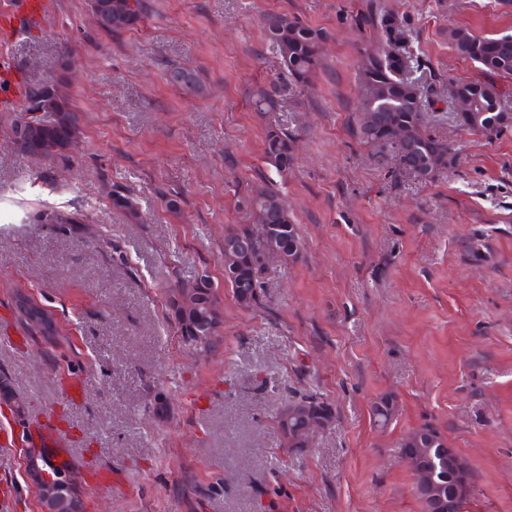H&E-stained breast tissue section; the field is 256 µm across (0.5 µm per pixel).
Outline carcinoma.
Wrapping results in <instances>:
<instances>
[{"label": "carcinoma", "mask_w": 512, "mask_h": 512, "mask_svg": "<svg viewBox=\"0 0 512 512\" xmlns=\"http://www.w3.org/2000/svg\"><path fill=\"white\" fill-rule=\"evenodd\" d=\"M91 10L103 29L119 33L134 28L143 17L144 0H91ZM362 23L374 27L381 36V44L362 56L360 81L362 94L357 114V132L370 143L393 149L399 169L420 179H430L437 173L453 167L457 155L448 143L431 135L425 121L426 90L413 76L421 67L419 50L404 16L377 6H370ZM262 29L270 48L295 81L304 83L321 65L320 31L286 14L267 13L262 18ZM456 50L495 76H512V35L478 37L465 28L449 32ZM49 91L34 83L30 86L26 106L14 123V140L19 148L35 157H64L79 131V114L63 91V79L46 80ZM450 98L460 105L456 118L465 129L488 138L511 129L500 115L503 93L494 83L481 81L451 84ZM253 107L257 112H269L275 107L270 91L257 90ZM401 133V146L392 143V135ZM266 163L280 177L291 168L293 153L291 139L277 127L268 129L264 140ZM269 185L258 189L251 198L254 223L240 224L229 229L226 236L246 242L251 260L243 264L234 276H224L235 299L245 308L259 305L258 288L264 265L263 251L270 248V239L254 236L256 225L277 224V242L283 250L294 244L302 245L296 225L292 224L280 191ZM112 207L138 221L136 201L121 187L112 189ZM168 306L183 341L205 351L220 345L219 326L223 314L216 289L210 277L203 274L177 285L168 297ZM311 407L314 417L329 419V404L316 394L299 399ZM414 479L417 498L423 512H430V502L423 488L424 474L412 461H407Z\"/></svg>", "instance_id": "cac0c4a2"}]
</instances>
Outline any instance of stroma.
<instances>
[{
    "label": "stroma",
    "instance_id": "obj_1",
    "mask_svg": "<svg viewBox=\"0 0 512 512\" xmlns=\"http://www.w3.org/2000/svg\"><path fill=\"white\" fill-rule=\"evenodd\" d=\"M368 2L145 0L140 24L113 34L90 0H49L45 25L6 46L31 80L65 75L81 132L67 160L46 162L0 110V381L29 417L67 420L76 482L86 462L111 469L90 512H423L402 443L425 426L471 467L466 512H512V129L470 133L448 97L449 83L486 78L449 31L512 34V0H378L407 16L433 74L427 129L458 154L428 180L356 134L359 60L378 44ZM267 12L325 35L309 86L271 51ZM175 67L199 89L170 84ZM260 87L274 88L273 111L253 110ZM272 126L294 138L281 190L304 249L266 265L246 309L224 286V234L252 221ZM117 185L139 221L114 210ZM204 273L223 311L207 354L167 308L176 281ZM19 290L53 312L59 344L25 335ZM307 394L333 419L310 447H284L276 416ZM4 418L0 494L10 512H38L14 445L26 425L0 404Z\"/></svg>",
    "mask_w": 512,
    "mask_h": 512
}]
</instances>
